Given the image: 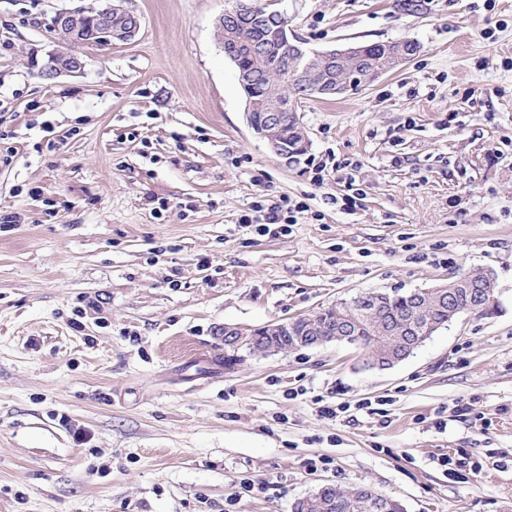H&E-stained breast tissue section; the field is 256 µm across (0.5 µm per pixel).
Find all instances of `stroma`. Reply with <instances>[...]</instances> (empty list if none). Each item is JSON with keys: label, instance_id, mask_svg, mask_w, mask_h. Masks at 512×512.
Returning <instances> with one entry per match:
<instances>
[{"label": "stroma", "instance_id": "stroma-1", "mask_svg": "<svg viewBox=\"0 0 512 512\" xmlns=\"http://www.w3.org/2000/svg\"><path fill=\"white\" fill-rule=\"evenodd\" d=\"M263 2L311 51H419L300 100L287 162L246 121L227 0H127L139 34L52 81V16L102 0H0V512H294L325 484L512 512V0ZM284 197L288 235L240 225ZM471 268L497 313L389 369L336 341L228 366L215 336Z\"/></svg>", "mask_w": 512, "mask_h": 512}]
</instances>
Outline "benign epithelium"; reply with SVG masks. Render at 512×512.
Returning <instances> with one entry per match:
<instances>
[{
	"label": "benign epithelium",
	"instance_id": "1",
	"mask_svg": "<svg viewBox=\"0 0 512 512\" xmlns=\"http://www.w3.org/2000/svg\"><path fill=\"white\" fill-rule=\"evenodd\" d=\"M264 16L241 11L237 8L224 13V24L217 25L220 40H231L241 44L253 53L260 51L268 56L278 53L281 47L288 49L287 66L290 71L302 79L310 91L324 97L345 95L362 87L369 86L391 72L374 61L370 55L372 46L363 43L339 47L322 52H310L301 42L291 41L288 37L287 23H282L275 35L250 39L249 32L262 23ZM52 27L62 49L51 52L44 65L42 76L47 80L63 74L81 70L84 62L75 48L83 44L108 43L114 39L130 40L141 27L140 16L130 10L118 14L107 2L93 10L62 9L52 17ZM377 52L395 59L404 66L414 55L412 46L406 41L376 43ZM246 120L251 129L263 139L272 151L285 161L295 160L299 156L300 146L308 144V138L300 120L290 121L298 116L294 112V103L281 88L267 87L260 92H252L247 101ZM293 133H288V126ZM459 288H472L467 276L458 274L448 283L437 286L433 293L437 299L453 297ZM309 324L307 346H318L331 341H349L353 338L352 328L341 323L330 334L318 332L310 316H304ZM226 347H238L254 333L226 324L216 331Z\"/></svg>",
	"mask_w": 512,
	"mask_h": 512
}]
</instances>
